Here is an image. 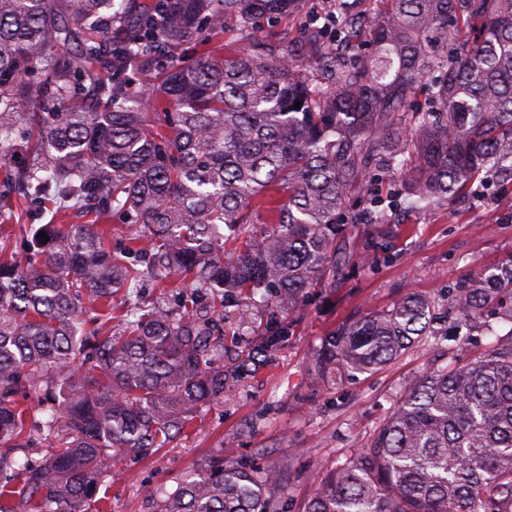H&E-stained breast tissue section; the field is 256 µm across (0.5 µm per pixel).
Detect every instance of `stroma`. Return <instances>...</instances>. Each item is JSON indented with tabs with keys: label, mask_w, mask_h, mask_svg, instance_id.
<instances>
[{
	"label": "stroma",
	"mask_w": 512,
	"mask_h": 512,
	"mask_svg": "<svg viewBox=\"0 0 512 512\" xmlns=\"http://www.w3.org/2000/svg\"><path fill=\"white\" fill-rule=\"evenodd\" d=\"M332 8L305 0L298 13L263 25L269 40L296 39ZM387 239L396 258L365 267L372 243ZM335 284L308 291L292 311L287 342L241 385L203 408L187 432L144 457L113 460L99 488L106 512H159L158 485L175 488L182 475L214 456L282 471L278 512H303L320 478L366 447L386 421L405 382L446 366L452 337H425L396 361L362 374L319 378L313 352L342 323L390 310L418 294L454 310L452 288L469 272L512 252V188L494 179L475 196L420 215H393L388 224H349L339 236Z\"/></svg>",
	"instance_id": "stroma-1"
}]
</instances>
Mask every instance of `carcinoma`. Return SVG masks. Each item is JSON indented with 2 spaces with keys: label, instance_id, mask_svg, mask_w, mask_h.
<instances>
[{
  "label": "carcinoma",
  "instance_id": "obj_1",
  "mask_svg": "<svg viewBox=\"0 0 512 512\" xmlns=\"http://www.w3.org/2000/svg\"><path fill=\"white\" fill-rule=\"evenodd\" d=\"M366 2L334 0L350 57L315 28L184 66L187 45L302 0H0V224L29 236L21 257L0 246V512H103L112 459L184 432L288 339L285 315L306 290L336 280V224L390 223L378 196L347 214L367 182L401 175L407 214L473 192L491 171L512 185V0ZM422 93L429 105L416 108ZM21 206H52L64 223L23 225ZM117 212L149 252L105 245L100 223ZM250 224L273 228L258 239ZM393 259L381 239L362 262ZM147 277L190 281L178 311L142 300ZM242 295L259 344L226 358L224 318L204 300ZM455 300L461 325H503L496 344L410 380L303 512H512V252ZM433 308L411 294L343 324L318 372L396 360L440 335ZM48 369L63 402L31 427ZM63 418L70 440L29 462L32 430L55 438ZM280 487V470L227 454L155 493L160 512H276Z\"/></svg>",
  "mask_w": 512,
  "mask_h": 512
}]
</instances>
